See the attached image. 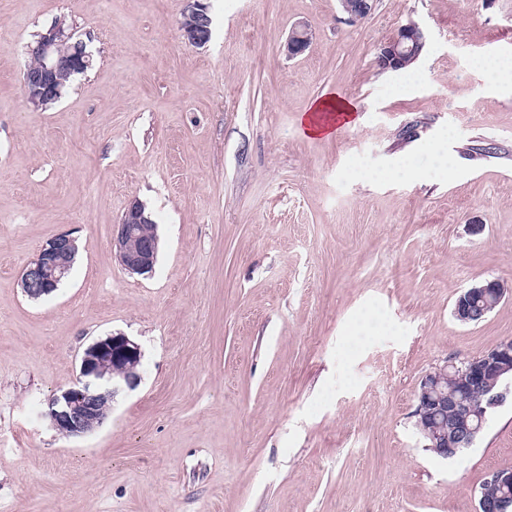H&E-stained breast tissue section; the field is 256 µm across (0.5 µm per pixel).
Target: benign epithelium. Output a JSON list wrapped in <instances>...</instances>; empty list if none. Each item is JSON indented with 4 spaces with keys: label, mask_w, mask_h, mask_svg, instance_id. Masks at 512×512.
Segmentation results:
<instances>
[{
    "label": "benign epithelium",
    "mask_w": 512,
    "mask_h": 512,
    "mask_svg": "<svg viewBox=\"0 0 512 512\" xmlns=\"http://www.w3.org/2000/svg\"><path fill=\"white\" fill-rule=\"evenodd\" d=\"M374 0H352L343 12L352 23L362 22L372 11ZM184 15L192 24L182 29L191 45L207 43L208 13L201 0H186ZM313 34L305 26H296L286 43V52L304 51ZM426 30L410 20L378 52L383 70L397 71L408 62L417 61L426 45ZM27 52L37 58L38 66L23 71V92L28 105L42 108L48 100L61 97L58 76L64 69L82 70L91 65L93 56L84 41L64 26L55 23L40 33L36 45ZM153 220L145 207L130 203L112 236V248L121 266L132 275L153 272L158 237L142 233ZM76 253L75 240L67 233L51 238L38 251L21 275V288L31 299L51 295L68 276ZM512 288L496 280L478 281L466 288L455 302L453 315L463 324L479 321L489 314ZM141 349L124 335H110L89 345L83 352L80 375L70 388L48 402V416L54 427L67 437H80L103 424L105 407L125 385L137 384ZM115 364L125 365L119 380L108 376ZM512 400V339L505 340L476 357H457L428 373L420 382L413 412L415 424L435 454L448 459L471 447L484 429L491 412ZM512 486V471L491 473L477 490L478 512H509L512 496L505 489Z\"/></svg>",
    "instance_id": "obj_1"
}]
</instances>
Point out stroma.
Here are the masks:
<instances>
[{
    "label": "stroma",
    "instance_id": "1",
    "mask_svg": "<svg viewBox=\"0 0 512 512\" xmlns=\"http://www.w3.org/2000/svg\"><path fill=\"white\" fill-rule=\"evenodd\" d=\"M0 0V512H477L512 470V404L454 458L426 450L422 378L512 338V296L478 323L471 283L512 284V0ZM416 21L411 71L379 47ZM63 23L93 65L46 109L26 103L25 49ZM313 40L295 57L294 26ZM335 95L357 122L310 137ZM429 143L454 173L388 169ZM156 224L151 274L112 234L131 201ZM71 233L50 297L21 272ZM142 352L104 424L66 437L47 402L93 341ZM202 0H186L183 14L191 19L189 27L181 28L182 36L191 45L203 46L207 43L208 13ZM320 112H335L337 115L343 114L344 122L350 123L354 119V110L349 103L340 99L329 98L317 102L311 112H307L302 119L301 125L305 126V133L312 137H319L324 134L332 133L331 115L317 114Z\"/></svg>",
    "mask_w": 512,
    "mask_h": 512
}]
</instances>
